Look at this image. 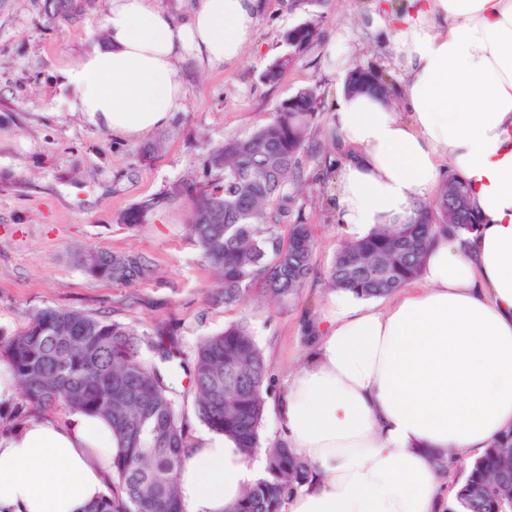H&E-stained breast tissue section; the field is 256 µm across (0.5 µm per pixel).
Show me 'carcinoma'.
Masks as SVG:
<instances>
[{"label": "carcinoma", "mask_w": 512, "mask_h": 512, "mask_svg": "<svg viewBox=\"0 0 512 512\" xmlns=\"http://www.w3.org/2000/svg\"><path fill=\"white\" fill-rule=\"evenodd\" d=\"M93 2L45 0L44 15L50 23L73 20ZM319 36L315 19L288 30L283 35L288 52L269 65L264 78L280 80ZM358 69L356 65L348 71L345 91L393 101V84L384 74L365 68L371 83L361 85ZM320 115L316 88L298 90L278 104L270 123L207 148L210 179L204 184H180L163 197L167 203L182 198L191 202L187 227L204 262L220 275L222 293L214 303H240L257 282L265 295L288 301L311 274V225L291 224L283 238L270 224L269 206L277 200L293 202L287 189L301 182L300 157L312 149L311 131ZM450 189L464 205L459 213L448 207ZM156 206L153 200L143 202L122 213L118 222L136 227ZM476 223L465 185L448 173L407 223L345 241L326 272L327 283L365 298L388 297L419 276L439 230H472ZM77 264L87 275L114 284L150 273L147 260L136 253L81 255ZM144 341L162 361L177 359L188 369L195 414L202 424L234 438L246 455L259 447L269 368L247 323H232L203 338L186 361L174 330L166 325L141 334L101 316L43 309L15 336L0 339V361L14 374L20 407L42 411L63 406L110 424L118 443L112 474L123 494L102 497L89 512H181L176 478L187 433L172 387L139 356ZM266 470L267 476L227 512H281L285 496L310 475L309 465L282 444L269 448ZM447 512H512V433L495 440L473 463Z\"/></svg>", "instance_id": "obj_1"}]
</instances>
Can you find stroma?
Returning <instances> with one entry per match:
<instances>
[{
  "instance_id": "stroma-1",
  "label": "stroma",
  "mask_w": 512,
  "mask_h": 512,
  "mask_svg": "<svg viewBox=\"0 0 512 512\" xmlns=\"http://www.w3.org/2000/svg\"><path fill=\"white\" fill-rule=\"evenodd\" d=\"M378 4L261 0L241 59L217 65L184 54L177 66L186 89L182 109L156 129L123 138L72 111L62 80L63 70L102 42L105 0H94L75 21L52 25L44 18V0H0V337L15 335L39 310L70 309L141 332L170 325L188 354L202 338L248 321L270 366L260 438L262 446L273 445V405L289 367L309 349L305 324L321 313L325 273L345 240L316 183L325 167L349 153L342 144L326 146L336 127V94L356 65L382 71L395 89L403 87ZM314 15L321 39L279 81L266 82L264 71L285 50L283 34ZM306 86L316 87L322 101L311 138L323 148L303 156L306 187L279 212L274 228L283 234L289 224H311L313 271L285 304L256 289L239 304H212L217 280L187 231L189 200L160 206L133 229L117 218L175 185L204 181V143L243 137L268 124L276 105ZM99 251L141 254L151 274L127 285L93 279L75 257Z\"/></svg>"
}]
</instances>
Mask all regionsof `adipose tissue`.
Here are the masks:
<instances>
[{"label":"adipose tissue","instance_id":"obj_1","mask_svg":"<svg viewBox=\"0 0 512 512\" xmlns=\"http://www.w3.org/2000/svg\"><path fill=\"white\" fill-rule=\"evenodd\" d=\"M409 119L340 93L351 153L334 203L347 238L405 222L444 170L466 184L473 231L438 234L419 283L386 307L337 291L276 410L312 477L287 512H445L435 450L476 460L512 431V0H382ZM259 0H198L188 23L159 0H107L105 44L65 71L71 109L134 138L179 111L177 63L240 59ZM117 443L102 419L37 416L0 430V512H87ZM266 475L219 433L195 436L179 470L182 512H226Z\"/></svg>","mask_w":512,"mask_h":512}]
</instances>
